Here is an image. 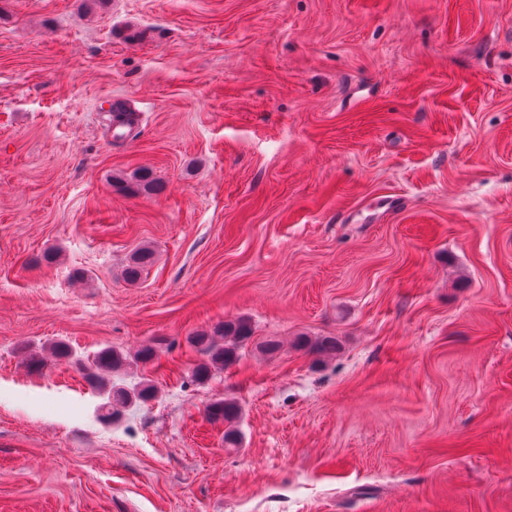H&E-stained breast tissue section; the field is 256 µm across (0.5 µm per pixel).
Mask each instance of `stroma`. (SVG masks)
I'll return each instance as SVG.
<instances>
[{
    "mask_svg": "<svg viewBox=\"0 0 512 512\" xmlns=\"http://www.w3.org/2000/svg\"><path fill=\"white\" fill-rule=\"evenodd\" d=\"M0 512H512V0H0ZM253 337L251 324L245 318L226 321L215 326L211 332L196 334L192 343L206 360L193 369V380L204 384L211 377L212 368L224 370L234 365ZM297 345L304 350L312 352L319 357H331L336 354V338L332 336H319L315 338L303 336L297 340ZM156 345H144L133 356H128L115 350L99 352L92 364L84 366V376L87 382L100 392L107 394V402L101 406L100 419H109L116 416L115 406L132 402H146L155 394V387L149 380L143 379L133 388H114L111 379H106L103 372L111 373L126 369L132 364L146 365L157 357ZM104 411V412H103ZM207 416L214 422H224V445L228 448H236L240 445V435L236 428L240 410L236 402L220 399L211 403L207 409Z\"/></svg>",
    "mask_w": 512,
    "mask_h": 512,
    "instance_id": "35a3bbf8",
    "label": "stroma"
}]
</instances>
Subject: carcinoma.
<instances>
[{
    "instance_id": "1",
    "label": "carcinoma",
    "mask_w": 512,
    "mask_h": 512,
    "mask_svg": "<svg viewBox=\"0 0 512 512\" xmlns=\"http://www.w3.org/2000/svg\"><path fill=\"white\" fill-rule=\"evenodd\" d=\"M153 252L148 248L139 249L132 257L126 269L127 278L137 280L144 267L152 262ZM253 339L250 322L245 318L226 321L213 328L210 332L198 333L193 337V345L206 357L198 364L192 373L194 381L203 384L212 375V370H222L234 365L241 351ZM297 345L319 357H331L336 354V338L319 336L315 338L303 336L297 340ZM157 357V346L144 345L132 356L115 350L99 352L92 364L83 367L84 376L92 388L107 394V402L101 406L100 418L106 420L116 416L115 406L132 402H146L154 397L155 387L148 380H142L130 389L116 388L112 381L105 378L103 373L123 370L132 364L146 365ZM207 416L214 422L224 423V447L237 448L240 445V435L236 428L240 410L236 402L220 399L211 403Z\"/></svg>"
}]
</instances>
